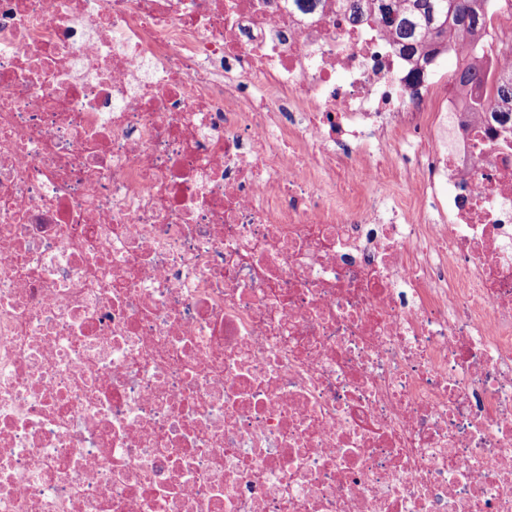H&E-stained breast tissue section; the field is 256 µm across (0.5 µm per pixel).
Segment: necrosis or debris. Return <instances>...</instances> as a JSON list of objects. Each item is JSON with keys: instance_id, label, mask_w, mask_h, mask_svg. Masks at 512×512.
<instances>
[{"instance_id": "obj_1", "label": "necrosis or debris", "mask_w": 512, "mask_h": 512, "mask_svg": "<svg viewBox=\"0 0 512 512\" xmlns=\"http://www.w3.org/2000/svg\"><path fill=\"white\" fill-rule=\"evenodd\" d=\"M0 512H512V119L338 0H0Z\"/></svg>"}]
</instances>
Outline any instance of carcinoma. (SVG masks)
Segmentation results:
<instances>
[{
  "mask_svg": "<svg viewBox=\"0 0 512 512\" xmlns=\"http://www.w3.org/2000/svg\"><path fill=\"white\" fill-rule=\"evenodd\" d=\"M354 21L368 10L400 51L409 58L433 61L448 55V37L458 40L475 34L486 24L479 0H345ZM452 80L461 87L480 89L483 73L457 60ZM493 98L512 108V73L493 88Z\"/></svg>",
  "mask_w": 512,
  "mask_h": 512,
  "instance_id": "obj_1",
  "label": "carcinoma"
}]
</instances>
